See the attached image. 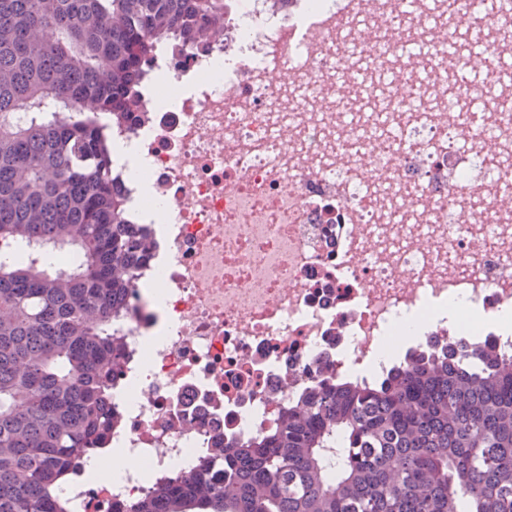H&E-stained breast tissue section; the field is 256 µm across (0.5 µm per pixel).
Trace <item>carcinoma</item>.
<instances>
[{
  "label": "carcinoma",
  "mask_w": 512,
  "mask_h": 512,
  "mask_svg": "<svg viewBox=\"0 0 512 512\" xmlns=\"http://www.w3.org/2000/svg\"><path fill=\"white\" fill-rule=\"evenodd\" d=\"M227 2L0 0V512H69L59 489L112 423V320L148 251L101 116L130 111L162 44L209 41ZM214 467L130 512H512V355L460 342L324 383Z\"/></svg>",
  "instance_id": "cac0c4a2"
}]
</instances>
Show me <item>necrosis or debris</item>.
<instances>
[{
	"label": "necrosis or debris",
	"instance_id": "obj_1",
	"mask_svg": "<svg viewBox=\"0 0 512 512\" xmlns=\"http://www.w3.org/2000/svg\"><path fill=\"white\" fill-rule=\"evenodd\" d=\"M325 2L240 0L228 35L154 60L176 80L169 105L140 93L109 126L129 220L154 230L105 441L141 466L69 481L72 512H128L319 383L385 375L378 341L400 316L452 297L491 323L512 308V166L487 157L512 155V113L476 111L470 79L512 54V18L468 0ZM452 25L481 58L449 60Z\"/></svg>",
	"mask_w": 512,
	"mask_h": 512
}]
</instances>
